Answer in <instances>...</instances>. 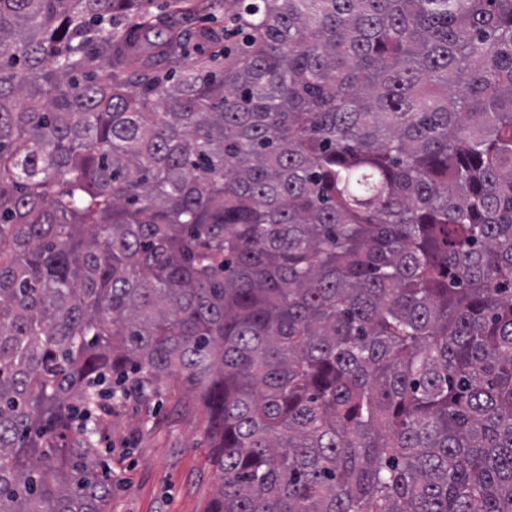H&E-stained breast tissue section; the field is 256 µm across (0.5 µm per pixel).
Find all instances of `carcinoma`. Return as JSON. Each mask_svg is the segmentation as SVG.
Returning <instances> with one entry per match:
<instances>
[{"label":"carcinoma","instance_id":"cac0c4a2","mask_svg":"<svg viewBox=\"0 0 512 512\" xmlns=\"http://www.w3.org/2000/svg\"><path fill=\"white\" fill-rule=\"evenodd\" d=\"M0 0V512H107L202 400L205 512H512V0ZM203 420L181 389L116 407L112 451L103 445L97 460L101 475L111 471L108 512H204L220 472L208 461Z\"/></svg>","mask_w":512,"mask_h":512}]
</instances>
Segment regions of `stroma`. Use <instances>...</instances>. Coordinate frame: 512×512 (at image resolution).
<instances>
[{"instance_id": "1", "label": "stroma", "mask_w": 512, "mask_h": 512, "mask_svg": "<svg viewBox=\"0 0 512 512\" xmlns=\"http://www.w3.org/2000/svg\"><path fill=\"white\" fill-rule=\"evenodd\" d=\"M203 420L179 389L118 406L112 447L97 460L111 471L108 512H204L220 473L208 461Z\"/></svg>"}]
</instances>
